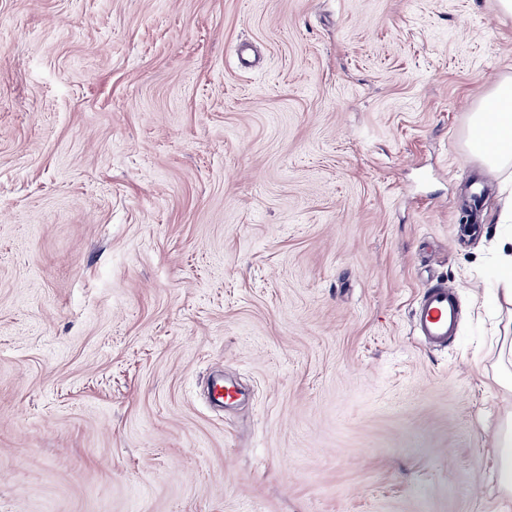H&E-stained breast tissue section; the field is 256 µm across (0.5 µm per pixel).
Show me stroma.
<instances>
[{
	"instance_id": "1",
	"label": "stroma",
	"mask_w": 512,
	"mask_h": 512,
	"mask_svg": "<svg viewBox=\"0 0 512 512\" xmlns=\"http://www.w3.org/2000/svg\"><path fill=\"white\" fill-rule=\"evenodd\" d=\"M508 74L498 0H0V512H499ZM477 132L492 149L476 151L491 167L512 164V77L499 81L471 115L470 134ZM469 134V136H470ZM457 288L448 281H439L426 289L413 314L420 336L434 346L448 343L454 336L457 318Z\"/></svg>"
}]
</instances>
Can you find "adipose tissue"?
I'll return each mask as SVG.
<instances>
[{
	"instance_id": "1",
	"label": "adipose tissue",
	"mask_w": 512,
	"mask_h": 512,
	"mask_svg": "<svg viewBox=\"0 0 512 512\" xmlns=\"http://www.w3.org/2000/svg\"><path fill=\"white\" fill-rule=\"evenodd\" d=\"M471 131L489 145L482 160L489 166H512V77L499 81L478 104L471 115Z\"/></svg>"
}]
</instances>
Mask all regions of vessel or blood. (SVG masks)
<instances>
[{
	"label": "vessel or blood",
	"instance_id": "b4317fda",
	"mask_svg": "<svg viewBox=\"0 0 512 512\" xmlns=\"http://www.w3.org/2000/svg\"><path fill=\"white\" fill-rule=\"evenodd\" d=\"M457 289L440 281L426 289L413 314L414 325L420 336L429 344H447L456 331Z\"/></svg>",
	"mask_w": 512,
	"mask_h": 512
}]
</instances>
